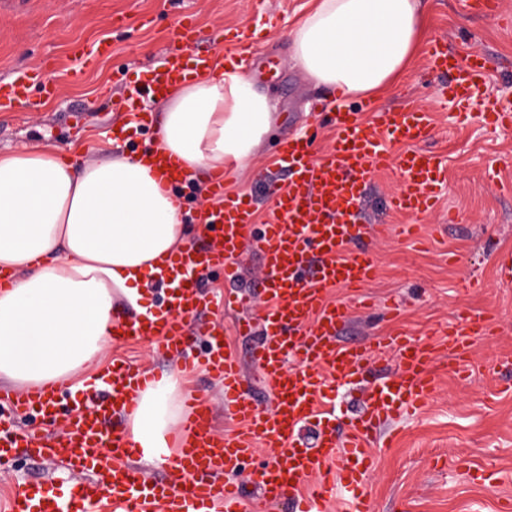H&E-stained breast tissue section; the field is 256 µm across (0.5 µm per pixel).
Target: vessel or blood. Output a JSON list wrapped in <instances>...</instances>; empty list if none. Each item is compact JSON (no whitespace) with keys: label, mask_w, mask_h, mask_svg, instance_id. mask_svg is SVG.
<instances>
[{"label":"vessel or blood","mask_w":512,"mask_h":512,"mask_svg":"<svg viewBox=\"0 0 512 512\" xmlns=\"http://www.w3.org/2000/svg\"><path fill=\"white\" fill-rule=\"evenodd\" d=\"M197 37L194 19H180L173 33L175 45L165 53L160 70L134 85L131 96L120 98L119 111L134 114L137 125H146L151 115L136 111V100L159 101L173 84L208 68L209 57L196 49ZM426 58L430 71L448 77L447 85L437 91L440 99L464 115L474 102H481L480 118L487 127H512V103L487 91L484 54L463 57L437 40ZM34 85L41 86L44 97L57 93L46 69L19 71L0 81V112L28 103ZM367 112L373 113V123L364 121ZM332 124L333 144L321 158L313 156L310 135L281 141L278 161L288 179L272 191L271 214L260 236L252 234L249 201L225 193L223 176L212 175L209 194L215 205L200 211L196 221L207 225L214 244L185 247L166 262L168 273L187 276V287L170 295L168 308L154 316L112 318L113 342L159 339L166 351L182 358L185 369L220 378L224 408L242 424V431L218 435L209 402L188 393L190 411L181 425L176 457L165 474L154 479L132 465L136 448L129 433L111 426L117 416L133 413L137 393L154 378L150 370L113 364L101 375L108 386L103 394L93 385L72 396L62 380L22 392L0 389V405L16 413L36 409L54 418L60 405L68 407L66 416H59L62 433L54 439L0 427V463L24 448L34 458L58 459L71 471L94 476L89 484H69L60 497L24 486L12 496L7 512H100L106 506L114 512H212L218 506L224 512H242L245 494L234 476L259 450L266 460L251 472L250 482L262 502L287 498L293 512H324L325 503L341 491L348 497V512H370L365 488L375 460L369 444L395 417L417 415L436 397L433 371L438 352H446L451 369L465 375L476 342L495 329L490 318L461 310L454 323L441 329L443 344L438 348L401 332L376 343H337L348 307L330 301V294L360 290L376 277L377 265L367 247L375 230L361 221L362 199L376 173L396 172L398 187L389 206L413 216L436 207L447 179L444 163L426 147L434 131L428 110H379L366 99L355 108L334 107ZM149 161L161 169L166 184L182 183L177 162L165 151L155 149ZM250 244L262 253L259 286L267 305L239 325L243 333L255 323L264 328L243 360L225 348L221 329L195 317L203 309L225 305L224 299L202 293L200 277L220 267L225 279H234V260ZM193 334L209 338L205 355L191 350ZM384 352L394 355L396 368L367 386L361 412L345 428H337L338 389L362 381L375 357ZM248 365L271 393L267 407H259L246 393ZM309 424L316 426L317 438L305 448L297 435ZM309 480L314 483L311 493L299 494V486Z\"/></svg>","instance_id":"vessel-or-blood-1"}]
</instances>
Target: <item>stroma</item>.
Returning a JSON list of instances; mask_svg holds the SVG:
<instances>
[{
	"label": "stroma",
	"instance_id": "obj_1",
	"mask_svg": "<svg viewBox=\"0 0 512 512\" xmlns=\"http://www.w3.org/2000/svg\"><path fill=\"white\" fill-rule=\"evenodd\" d=\"M427 14L418 49L408 70L387 94L382 108L419 106L432 112V150L444 159L448 181L437 211L417 218L392 212L388 199L398 185L392 172L379 173L366 190L364 223L390 227L417 222L423 238L395 235L372 242L378 275L368 288L374 307L364 311L346 290L334 291L346 303L349 319L339 338L346 343L377 339L393 330L441 344L437 329L454 321L459 307L494 317L492 338L473 350L476 370L468 379L439 372L438 393L423 413L399 420L389 429L392 444L377 441L370 450L377 467L367 490L372 512H497L512 499V372L495 368L512 354V287L497 278L496 260L512 251V130L492 131L478 115L462 118L438 102L442 76L426 68L425 46L446 41L460 55L484 53L490 66L488 88L512 96V0L497 12L469 11L462 0H426ZM313 0H18L0 7V78L42 67L59 86L56 97L36 108L0 112V153L29 146H50L61 158H101L116 150L150 147L152 127L124 130L125 113L112 109L125 78L145 80L170 43L177 20L195 15L198 35L210 54L232 59L228 29L256 33L253 56L240 70L254 88L276 105L271 133L251 161L228 170L227 194L244 196L256 223L272 206L269 188L288 178L275 162L281 140L305 129L313 132V155L331 146L328 115H311L317 100L335 98L327 87L311 85L289 61L285 31L300 22ZM112 45L110 56L94 59L95 44ZM456 223H448L449 212ZM115 362L143 366L154 375L180 371L177 357L150 341L113 344L87 369L96 376ZM57 491L68 482H89V475L63 470L50 459L29 458L24 449L0 465V503L32 481Z\"/></svg>",
	"mask_w": 512,
	"mask_h": 512
}]
</instances>
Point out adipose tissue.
<instances>
[{"label":"adipose tissue","mask_w":512,"mask_h":512,"mask_svg":"<svg viewBox=\"0 0 512 512\" xmlns=\"http://www.w3.org/2000/svg\"><path fill=\"white\" fill-rule=\"evenodd\" d=\"M423 0H316L287 38L292 65L346 98L378 95L419 44ZM160 147L186 173L247 165L274 105L223 59L161 104ZM183 205L137 154L70 163L52 148L0 154V377L20 388L75 379L112 339L116 298L142 290L186 243ZM130 433L145 463H167L185 419L180 380L156 378L136 399Z\"/></svg>","instance_id":"adipose-tissue-1"}]
</instances>
